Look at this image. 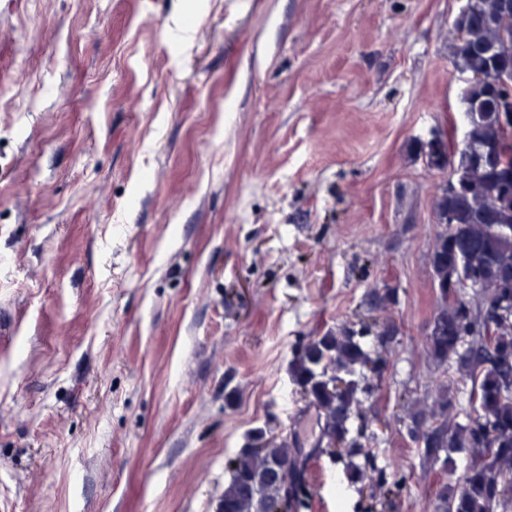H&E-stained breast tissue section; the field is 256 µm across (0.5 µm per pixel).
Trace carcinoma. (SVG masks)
<instances>
[{
    "instance_id": "1",
    "label": "carcinoma",
    "mask_w": 512,
    "mask_h": 512,
    "mask_svg": "<svg viewBox=\"0 0 512 512\" xmlns=\"http://www.w3.org/2000/svg\"><path fill=\"white\" fill-rule=\"evenodd\" d=\"M504 0H470V13L453 44L454 66L462 73H482L484 78L468 85L462 96L465 107L464 142L471 156L481 155L493 143L512 139V130L499 121L498 82L504 70L512 72V43L505 44L497 19ZM462 192L448 199L450 224L439 234L430 262L440 299H448V279L439 273L460 259L479 284L467 303H476L482 287L492 284L494 266L512 263V219H495L497 202L512 185H497L491 173L475 164L463 176ZM430 355L446 363L456 361L458 371L471 382L464 421L447 423L427 432L408 430L411 439L424 442L431 455L445 453L444 464L466 454V463L456 479L444 483L432 512H497L512 494V322L496 336L480 335L478 317L462 310L449 315L440 329L426 337ZM387 362L371 357L363 344L348 331L313 336L294 351L291 372L294 383L324 415V435L347 448L339 456L348 482L361 484L373 473L387 484L384 470L377 469L374 455L350 436L349 424L360 403L370 393L364 374L377 376ZM307 461L296 456L288 440L280 442L257 429L238 455L228 461L231 478L224 486L219 512H294L306 498L285 501L283 474L306 485Z\"/></svg>"
}]
</instances>
